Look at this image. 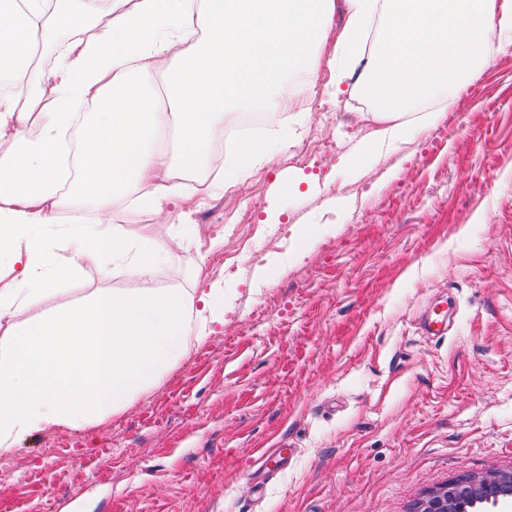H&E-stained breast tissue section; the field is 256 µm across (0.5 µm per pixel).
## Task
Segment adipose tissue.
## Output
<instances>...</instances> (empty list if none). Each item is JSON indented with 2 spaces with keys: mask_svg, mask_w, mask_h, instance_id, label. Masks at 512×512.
Wrapping results in <instances>:
<instances>
[{
  "mask_svg": "<svg viewBox=\"0 0 512 512\" xmlns=\"http://www.w3.org/2000/svg\"><path fill=\"white\" fill-rule=\"evenodd\" d=\"M348 19L329 39L334 0H0V73L23 79L24 98L0 94V447L49 429L84 430L120 414L157 387L211 327L224 321V290L161 289L149 282L171 253L199 241L183 226L159 233L174 201L224 193V174L244 178L272 161L274 146L241 144L233 159L215 149L224 108L257 105L307 113L274 85L307 58H327L329 86L373 102L371 140L344 163L363 168L406 142L402 108L454 98L512 43V0H346ZM380 21L376 40L368 28ZM66 40L50 69L32 64L40 41ZM92 104L89 123L77 120ZM135 230L113 210L132 188ZM74 220L46 234L60 209ZM124 271L145 286L91 292L40 318L28 306L53 294L58 270L84 265Z\"/></svg>",
  "mask_w": 512,
  "mask_h": 512,
  "instance_id": "adipose-tissue-1",
  "label": "adipose tissue"
}]
</instances>
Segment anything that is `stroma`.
<instances>
[{
	"label": "stroma",
	"mask_w": 512,
	"mask_h": 512,
	"mask_svg": "<svg viewBox=\"0 0 512 512\" xmlns=\"http://www.w3.org/2000/svg\"><path fill=\"white\" fill-rule=\"evenodd\" d=\"M328 78L153 275L219 282L223 323L121 415L1 451L0 512H413L512 475V44L361 172L342 159L372 138L370 103ZM440 300L448 333L424 336ZM270 448L293 451L273 474ZM454 482L431 491L424 499H422L415 512H449V504L455 488Z\"/></svg>",
	"instance_id": "obj_1"
}]
</instances>
